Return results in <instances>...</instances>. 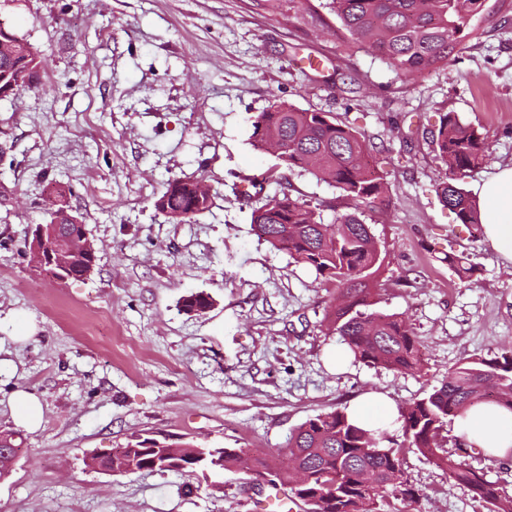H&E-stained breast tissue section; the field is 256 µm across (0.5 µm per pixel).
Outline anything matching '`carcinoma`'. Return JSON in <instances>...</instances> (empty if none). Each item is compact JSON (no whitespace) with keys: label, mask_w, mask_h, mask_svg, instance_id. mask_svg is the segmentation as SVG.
Instances as JSON below:
<instances>
[{"label":"carcinoma","mask_w":512,"mask_h":512,"mask_svg":"<svg viewBox=\"0 0 512 512\" xmlns=\"http://www.w3.org/2000/svg\"><path fill=\"white\" fill-rule=\"evenodd\" d=\"M356 45L367 47L408 78L448 64L468 35L481 0H328L325 4ZM40 66L33 47L16 57H0V73ZM254 146L275 144L284 167L307 171L340 189L353 210L323 222L305 201L283 190L268 196L253 209L251 221L258 239L285 252L295 262L336 285L337 297L327 314L330 328L340 336L355 359L397 373L419 371L423 344L405 319L374 308L370 282L379 270L381 251L362 219L365 210L383 202V177L366 161L364 137L338 124L325 112L300 109L276 98L253 123ZM436 157L448 170L436 184L440 201L461 224L481 231L479 209L463 187L467 172L489 158V147L477 128L462 123L453 112L440 116L431 132ZM210 197L198 182L174 178L154 201L156 210L182 223L209 208ZM92 258L81 249L73 255L72 279L83 278ZM211 298L202 292L183 299L186 311H202ZM493 403L512 410V346L490 359L462 362L448 371V379L425 397L401 408L404 443L448 471V477L466 487L489 512H512V498L496 483L456 459L443 448L442 432L449 421L468 408L486 403L488 388ZM164 443L133 438L112 455V475L174 471L198 465L210 449L192 442L180 445L181 456L172 464L163 454ZM284 457L276 462L244 448L219 451L221 469L242 479L279 486L289 500L306 512H380L388 498L419 503L422 493L403 475L400 449L383 429L355 425L345 410L322 412L300 424L288 437Z\"/></svg>","instance_id":"carcinoma-1"}]
</instances>
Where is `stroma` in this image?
I'll return each instance as SVG.
<instances>
[{
    "label": "stroma",
    "instance_id": "1",
    "mask_svg": "<svg viewBox=\"0 0 512 512\" xmlns=\"http://www.w3.org/2000/svg\"><path fill=\"white\" fill-rule=\"evenodd\" d=\"M0 22L41 60L30 90L0 100V432L17 431L20 448L0 512H259L267 486L233 474L223 492L190 494L186 472L115 477L84 459L135 436L273 451L309 417L371 391L405 406L512 343V267L437 197L446 168L429 135L443 112L482 132L490 157L469 192L512 166V0H485L455 58L415 79L350 43L320 0H0ZM278 97L365 138L386 187L363 216L381 247L377 307L423 339L420 371H329L326 352L342 347L325 318L335 285L254 235L238 200L249 178L327 223L350 207L309 173L267 179L281 162L254 147L252 121ZM174 177L204 179L208 210L183 223L157 211ZM62 203L97 260L59 283L22 249ZM452 254L475 276L460 279ZM199 292L212 306L185 312ZM19 389L43 405L37 431L16 428ZM444 434L512 496V460L457 448L454 425ZM403 470L422 512H488L419 453Z\"/></svg>",
    "mask_w": 512,
    "mask_h": 512
}]
</instances>
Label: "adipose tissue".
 I'll return each mask as SVG.
<instances>
[{"label": "adipose tissue", "instance_id": "obj_1", "mask_svg": "<svg viewBox=\"0 0 512 512\" xmlns=\"http://www.w3.org/2000/svg\"><path fill=\"white\" fill-rule=\"evenodd\" d=\"M479 196L484 239L503 263L512 265V167L500 169L484 182ZM347 413L355 424L369 430L392 424L399 416L394 403L380 393L358 399ZM455 428L466 446L482 449L493 458H512V410L472 407L456 418Z\"/></svg>", "mask_w": 512, "mask_h": 512}]
</instances>
